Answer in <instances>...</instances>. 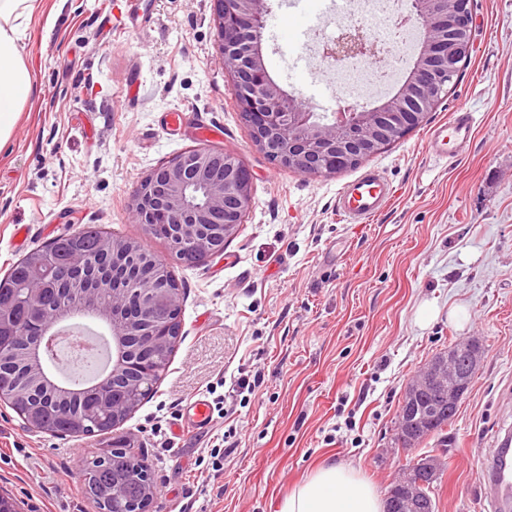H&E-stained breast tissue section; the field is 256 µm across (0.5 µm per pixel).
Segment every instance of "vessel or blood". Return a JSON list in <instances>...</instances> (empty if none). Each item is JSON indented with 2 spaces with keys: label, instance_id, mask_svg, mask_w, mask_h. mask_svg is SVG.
Segmentation results:
<instances>
[{
  "label": "vessel or blood",
  "instance_id": "b4317fda",
  "mask_svg": "<svg viewBox=\"0 0 512 512\" xmlns=\"http://www.w3.org/2000/svg\"><path fill=\"white\" fill-rule=\"evenodd\" d=\"M476 133V118L468 107H460L447 121L432 127L426 136V149L431 157L443 162L462 158ZM393 188L384 174L368 170L345 183L336 197L338 211L352 224L366 223L380 214L392 199ZM212 423L211 407L199 398L186 407L177 434L207 428ZM474 479L485 493L489 512H512V427H503L493 448L480 458L474 468Z\"/></svg>",
  "mask_w": 512,
  "mask_h": 512
}]
</instances>
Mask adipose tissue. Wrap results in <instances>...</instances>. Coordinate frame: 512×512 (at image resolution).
Returning <instances> with one entry per match:
<instances>
[{
    "mask_svg": "<svg viewBox=\"0 0 512 512\" xmlns=\"http://www.w3.org/2000/svg\"><path fill=\"white\" fill-rule=\"evenodd\" d=\"M32 11V0H0V146L36 93L21 52ZM278 512H383V501L353 467L330 462L294 488Z\"/></svg>",
    "mask_w": 512,
    "mask_h": 512,
    "instance_id": "1",
    "label": "adipose tissue"
}]
</instances>
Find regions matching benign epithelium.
I'll use <instances>...</instances> for the list:
<instances>
[{"mask_svg":"<svg viewBox=\"0 0 512 512\" xmlns=\"http://www.w3.org/2000/svg\"><path fill=\"white\" fill-rule=\"evenodd\" d=\"M213 3L224 71L232 79L252 141L278 166L307 176H334L339 164L359 163L419 126L448 93L472 52L474 0H410V12L400 17L401 24L417 22L423 34L406 82L375 108L352 105L336 113L332 122L322 123L281 88L264 65L267 0ZM319 53L342 66L351 61L379 63L390 50L350 24L342 39L323 44ZM251 185L252 174L237 156L206 148L188 150L141 181L132 199L131 218L144 225L164 218L171 225L172 249L194 247L203 261L223 252L226 242L238 233L251 203ZM104 251L112 253V271L90 280L86 273L98 267L96 258L77 253L60 266L52 252L41 253L31 267L25 296L14 299L12 305L39 308L45 289L54 288L61 292L56 320L83 317L91 311L109 326L112 368L104 377L94 378L86 392L103 407H112V421L120 424L130 416L122 390L135 392L140 386L131 377L137 363L172 343L171 338L158 335L157 300L164 298L172 325L180 321L182 296L166 264L136 242L106 237ZM141 263L152 266L151 279L131 273ZM48 333L40 330L24 344L25 387L17 386L7 394L0 391V401L27 405L31 386L52 392L61 403L68 399V387L52 380L43 368ZM481 357V343L471 338L464 348L431 361L419 381L405 388L402 405L416 409L422 395L429 393L448 407L444 415L453 417ZM447 468L448 457L443 453L411 464L387 493L386 512H424L434 483Z\"/></svg>","mask_w":512,"mask_h":512,"instance_id":"7a95c632","label":"benign epithelium"}]
</instances>
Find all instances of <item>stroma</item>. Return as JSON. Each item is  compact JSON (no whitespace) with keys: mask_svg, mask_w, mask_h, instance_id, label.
I'll return each mask as SVG.
<instances>
[{"mask_svg":"<svg viewBox=\"0 0 512 512\" xmlns=\"http://www.w3.org/2000/svg\"><path fill=\"white\" fill-rule=\"evenodd\" d=\"M269 0L262 51L270 76L320 121L353 103L380 105L409 73L366 97L322 70L317 48L336 34L331 0H304V54ZM474 49L428 120L365 159L395 195L363 224L336 194L353 171L310 177L255 146L224 70L211 0H36L24 40L37 85L0 150V278L30 251L94 226L139 242L170 268L181 329L155 391L117 429L149 465L152 512H277L318 465L354 466L386 491L405 463L394 446L408 382L436 354L474 337L484 347L448 435L438 512H486L475 456L512 421V0H475ZM135 85L133 101L124 91ZM467 104L477 118L468 154L447 164L424 150L431 126ZM221 149L252 173V201L223 254L178 261L128 212L142 179L182 152ZM434 316L418 318L422 306ZM464 308L466 324L448 317ZM261 384L208 430L177 435L195 395L227 393L233 377ZM113 437L55 436L0 402V493L21 512H98L84 463ZM224 451L223 470L207 463Z\"/></svg>","mask_w":512,"mask_h":512,"instance_id":"obj_1","label":"stroma"}]
</instances>
